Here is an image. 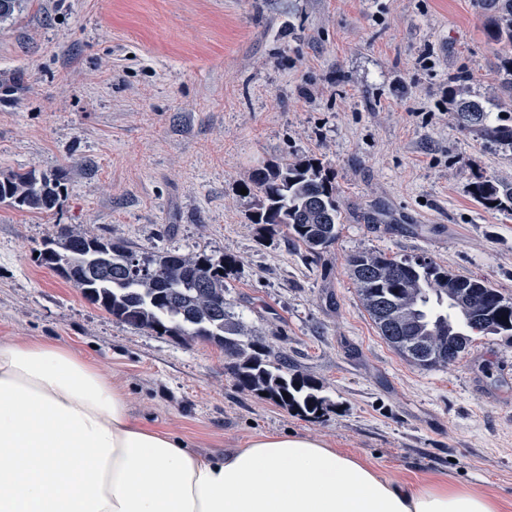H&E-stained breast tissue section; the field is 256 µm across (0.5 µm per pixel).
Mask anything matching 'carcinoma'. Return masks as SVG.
Returning <instances> with one entry per match:
<instances>
[{"label":"carcinoma","mask_w":512,"mask_h":512,"mask_svg":"<svg viewBox=\"0 0 512 512\" xmlns=\"http://www.w3.org/2000/svg\"><path fill=\"white\" fill-rule=\"evenodd\" d=\"M489 39L512 45V0H480ZM466 73L450 77L448 102L460 129L512 150V115L491 117L484 100L469 97ZM248 194L254 224L284 232L318 253L336 241L341 213L333 174L314 158L267 163L254 170ZM64 192L58 172L0 173V204L45 213ZM474 199L512 211V180L482 181ZM37 261L63 278L115 321L191 345L207 342L230 361L235 385L303 416L318 419L329 400L322 385L293 371L285 354L270 358L260 340H243L244 326L229 311L225 275L229 256L204 252L135 250L89 229L58 224ZM361 302L385 343L421 369L446 367L475 336L512 340V301L484 280L457 274L431 259L358 252L348 260Z\"/></svg>","instance_id":"obj_1"}]
</instances>
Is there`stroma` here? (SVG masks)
<instances>
[{"label": "stroma", "mask_w": 512, "mask_h": 512, "mask_svg": "<svg viewBox=\"0 0 512 512\" xmlns=\"http://www.w3.org/2000/svg\"><path fill=\"white\" fill-rule=\"evenodd\" d=\"M478 0H25L0 26V172L61 171L49 213L0 204V339L43 336L126 388L133 414L203 453L295 433L398 482L439 476L512 507V342L422 370L380 338L348 277L359 251L424 256L512 298V215L474 202L512 150L460 130L448 77L503 96ZM314 156L342 213L318 255L249 220L241 188ZM72 224L137 250L237 259L225 295L332 407L306 418L236 388L206 344L116 322L41 266Z\"/></svg>", "instance_id": "stroma-1"}]
</instances>
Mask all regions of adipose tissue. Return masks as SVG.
<instances>
[{
  "label": "adipose tissue",
  "mask_w": 512,
  "mask_h": 512,
  "mask_svg": "<svg viewBox=\"0 0 512 512\" xmlns=\"http://www.w3.org/2000/svg\"><path fill=\"white\" fill-rule=\"evenodd\" d=\"M439 479L396 483L300 435L192 451L54 341L0 342V512H501Z\"/></svg>",
  "instance_id": "adipose-tissue-1"
}]
</instances>
